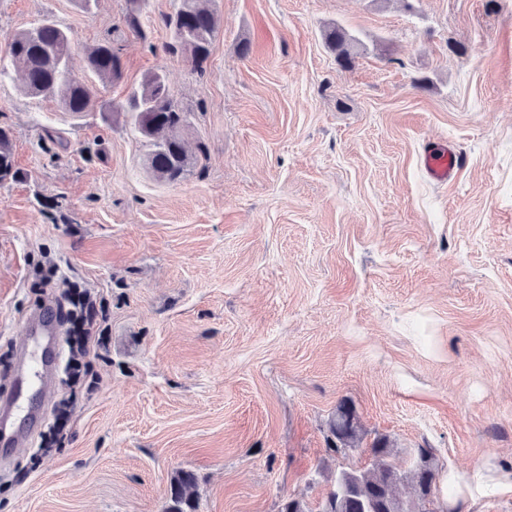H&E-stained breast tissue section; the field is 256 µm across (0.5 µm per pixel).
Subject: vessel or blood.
<instances>
[{
    "label": "vessel or blood",
    "instance_id": "1",
    "mask_svg": "<svg viewBox=\"0 0 512 512\" xmlns=\"http://www.w3.org/2000/svg\"><path fill=\"white\" fill-rule=\"evenodd\" d=\"M463 163L464 157L454 145L429 143L423 149V170L434 184L447 186L454 183ZM57 330V314L52 305H43L29 314L20 351L29 354L30 364L27 372L15 373L9 394L0 400L1 432L7 430L16 418L29 416L32 394L44 398L50 396L48 370L53 360L52 340Z\"/></svg>",
    "mask_w": 512,
    "mask_h": 512
}]
</instances>
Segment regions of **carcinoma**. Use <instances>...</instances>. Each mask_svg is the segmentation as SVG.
<instances>
[{
  "instance_id": "1",
  "label": "carcinoma",
  "mask_w": 512,
  "mask_h": 512,
  "mask_svg": "<svg viewBox=\"0 0 512 512\" xmlns=\"http://www.w3.org/2000/svg\"><path fill=\"white\" fill-rule=\"evenodd\" d=\"M214 0H178L174 12L165 17L172 30L173 42L166 46L170 54L181 53L194 67L208 59L218 33V20L211 3ZM326 48L335 54L343 68L353 64L359 39L333 23L322 29ZM71 39L67 30L51 18L20 29L11 36L8 59L23 68L24 92L33 98L54 97L63 109L76 115L90 110L96 102L94 86L74 75L70 69ZM87 71L102 81L121 78L120 59L109 43L99 44L86 55ZM130 113L134 127L144 139L146 162L154 176L162 181L177 182L189 171L197 156L186 142L171 131L188 125L189 112L179 107L168 93L167 76L161 69L148 72L138 86L128 93L125 104L114 109L106 104L100 111ZM15 175L12 142L9 132L0 128V181ZM327 451L345 456L358 447L359 424L355 409L341 403L329 421ZM393 448L385 437L376 438L369 450L371 460L363 467L341 468L326 498L335 508L331 512H439L436 509L440 467L429 448L424 464L407 471L392 462ZM409 482L414 498L403 499L398 486ZM196 477L186 470L176 472L170 483L165 512H195Z\"/></svg>"
}]
</instances>
